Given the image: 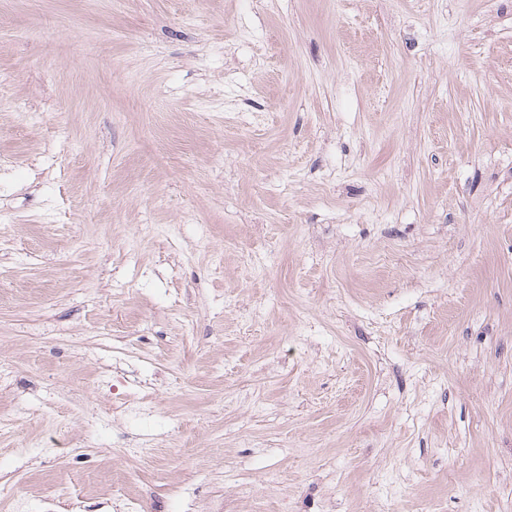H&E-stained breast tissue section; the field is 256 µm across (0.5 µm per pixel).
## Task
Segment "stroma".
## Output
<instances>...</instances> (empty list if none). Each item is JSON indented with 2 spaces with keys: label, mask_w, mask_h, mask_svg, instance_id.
Wrapping results in <instances>:
<instances>
[{
  "label": "stroma",
  "mask_w": 512,
  "mask_h": 512,
  "mask_svg": "<svg viewBox=\"0 0 512 512\" xmlns=\"http://www.w3.org/2000/svg\"><path fill=\"white\" fill-rule=\"evenodd\" d=\"M512 512V0H0V512Z\"/></svg>",
  "instance_id": "1"
}]
</instances>
